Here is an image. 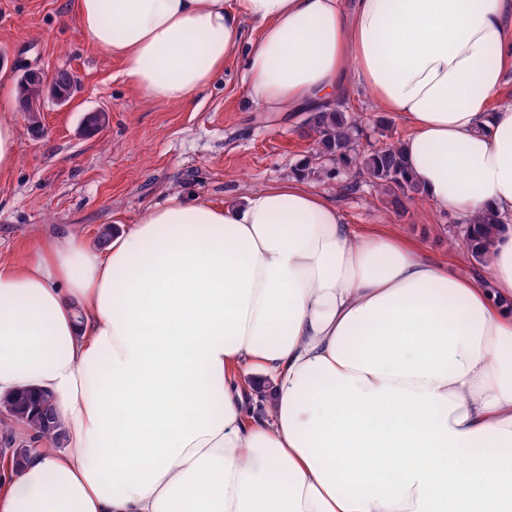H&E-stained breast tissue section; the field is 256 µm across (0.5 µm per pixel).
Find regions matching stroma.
Listing matches in <instances>:
<instances>
[{
    "label": "stroma",
    "instance_id": "obj_1",
    "mask_svg": "<svg viewBox=\"0 0 512 512\" xmlns=\"http://www.w3.org/2000/svg\"><path fill=\"white\" fill-rule=\"evenodd\" d=\"M0 68L44 74L65 69L76 80L66 104L44 99L40 127L16 112L17 160L0 175V260L20 262L39 241L67 229L94 242L98 228L122 229L171 195L223 205L250 189L292 174L315 153L302 136L303 112H265L249 97L241 59L191 102L150 101L128 84L123 64L90 45L69 0H0ZM106 113L98 129L87 116ZM361 230L391 228L427 256L464 275L478 266L464 256V222L415 200L399 213L354 172L311 177Z\"/></svg>",
    "mask_w": 512,
    "mask_h": 512
}]
</instances>
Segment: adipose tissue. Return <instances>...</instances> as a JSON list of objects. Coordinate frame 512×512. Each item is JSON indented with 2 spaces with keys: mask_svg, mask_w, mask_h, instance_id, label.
I'll use <instances>...</instances> for the list:
<instances>
[{
  "mask_svg": "<svg viewBox=\"0 0 512 512\" xmlns=\"http://www.w3.org/2000/svg\"><path fill=\"white\" fill-rule=\"evenodd\" d=\"M70 8L150 100L190 102L240 52L267 112L363 89L409 126L421 199L506 229L464 276L294 175L172 195L103 249L44 238L0 263V396L50 394L68 438L0 459V512H512V0ZM17 108L1 81L0 174Z\"/></svg>",
  "mask_w": 512,
  "mask_h": 512,
  "instance_id": "obj_1",
  "label": "adipose tissue"
}]
</instances>
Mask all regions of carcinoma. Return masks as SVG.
<instances>
[{
    "mask_svg": "<svg viewBox=\"0 0 512 512\" xmlns=\"http://www.w3.org/2000/svg\"><path fill=\"white\" fill-rule=\"evenodd\" d=\"M22 111L28 121L39 124L37 112L44 95L39 75L16 84ZM304 134L314 139L317 155L326 156L338 164L336 173L355 169L368 176L386 202L396 209L418 196V188L409 179L403 157L395 142L384 143L369 151L359 148L364 130L360 121L343 109L308 113L303 121ZM504 230L499 217L482 216L465 227L464 236L473 260L482 264L495 235ZM24 419L33 433L49 437L60 445L67 440L68 430L50 396H37L29 388H20L0 398V437L12 448L11 456L21 460L29 454L28 445L16 442L12 436V422Z\"/></svg>",
    "mask_w": 512,
    "mask_h": 512,
    "instance_id": "carcinoma-1",
    "label": "carcinoma"
}]
</instances>
